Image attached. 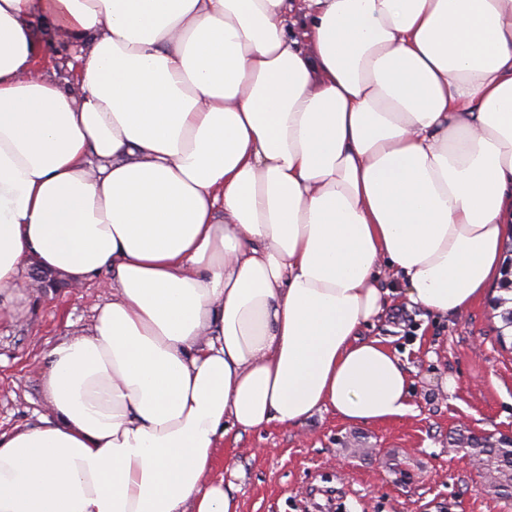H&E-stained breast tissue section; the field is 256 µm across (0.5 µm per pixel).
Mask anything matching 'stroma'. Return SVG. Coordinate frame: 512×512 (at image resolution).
Here are the masks:
<instances>
[{"label":"stroma","instance_id":"obj_1","mask_svg":"<svg viewBox=\"0 0 512 512\" xmlns=\"http://www.w3.org/2000/svg\"><path fill=\"white\" fill-rule=\"evenodd\" d=\"M107 290L65 281L38 293L18 289L12 321L0 325V427L35 419L43 404V357L87 332ZM495 288L448 320L394 297L365 336L385 339L409 368L412 410L384 424H353L334 413L295 428L229 432L214 474L231 476L240 512H512L482 472L449 452L458 433L512 434V350L495 329Z\"/></svg>","mask_w":512,"mask_h":512}]
</instances>
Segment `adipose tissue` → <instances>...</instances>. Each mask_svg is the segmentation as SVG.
Returning a JSON list of instances; mask_svg holds the SVG:
<instances>
[{
    "mask_svg": "<svg viewBox=\"0 0 512 512\" xmlns=\"http://www.w3.org/2000/svg\"><path fill=\"white\" fill-rule=\"evenodd\" d=\"M511 223L512 0H0V320L33 264L112 291L0 512H239L229 430L408 414L380 278L461 315ZM43 58L50 73L55 71L58 76L69 78V89L74 92L78 91L79 86L75 81L77 62L71 50L63 42L58 41L54 46L49 47Z\"/></svg>",
    "mask_w": 512,
    "mask_h": 512,
    "instance_id": "ef3b65f1",
    "label": "adipose tissue"
}]
</instances>
